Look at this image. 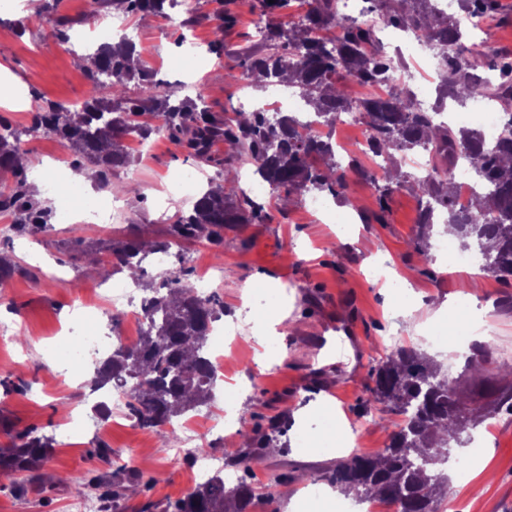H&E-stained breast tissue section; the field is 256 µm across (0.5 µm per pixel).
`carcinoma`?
Instances as JSON below:
<instances>
[{
	"label": "carcinoma",
	"mask_w": 512,
	"mask_h": 512,
	"mask_svg": "<svg viewBox=\"0 0 512 512\" xmlns=\"http://www.w3.org/2000/svg\"><path fill=\"white\" fill-rule=\"evenodd\" d=\"M184 0H112L132 15H168ZM390 13L381 16L388 24L423 39L448 62L440 93L461 105L478 99L499 103L505 123L496 144L484 145L476 129L455 128L436 121L433 113L411 107L413 90L394 81V61L378 50V20L336 19V0H310L303 20L293 26L268 24L261 31L264 52L243 53L244 69L228 72L231 81L260 79L285 83L297 94L312 122L305 124L294 112H250L234 116L210 111L202 94L194 100H179L166 93L154 74L133 62L135 43L122 37L103 43L86 55L90 66V91L79 105L36 104L32 126L65 141L76 161L95 170L102 185L121 189L108 176L130 163L121 139L135 135L142 139L154 132H166L188 155L200 162L212 161L216 141L230 145L234 157L253 168L266 182L271 195L288 197L297 191L336 196L346 187V172L363 176L368 169L354 159L343 167L336 159L332 132L339 111L349 104L343 78L356 79L371 89L356 109L369 130L368 152L391 159L396 152L432 150V170L420 178L388 167L382 177L372 178L380 205L405 188L419 204V231L414 248L431 258L428 241L435 229L434 214L441 210L443 223L453 224L457 239L465 248L475 246L485 258L484 269L503 280L512 279V60L501 58L491 70L496 77H484L479 66L466 62L465 32L448 27V18L429 6L428 0H392ZM494 0H459L463 11L485 15ZM232 19L217 15L214 39L209 50H224V30ZM136 94L128 95L130 85ZM328 128L323 132L320 127ZM9 126L0 122V172L16 177L10 194L0 196V210L17 214L13 228H48L45 211L32 198L23 177L24 150ZM464 161L478 188L475 207L458 209L459 195L453 171ZM264 204L224 180L203 191L192 212L170 225L169 238L146 242L134 237L110 246L108 264L114 270L135 277L146 254L167 252L181 241L205 240L224 244V228L267 219ZM218 299L203 301L194 291L191 272L185 268L169 271L168 282L153 291L144 306L146 328L130 344H117L99 362L93 388L116 380L126 385L123 402L129 416L143 429L153 431L178 418H186L207 404L217 378L207 356V339L212 324L220 320ZM491 364V347L478 343L466 358L465 368L453 377L427 354L412 346H397L372 367L374 402L402 416L390 442L378 453L354 451L326 469L322 480L336 490L354 492L358 497L390 499L400 512H433L435 502L448 494V449L460 445L469 429L483 424L501 406L512 405V379L499 380L489 374L471 394H466V373L483 374ZM245 455L239 463L259 460L260 451L278 440L279 430L270 425L241 431ZM53 448V439L31 429L9 448H0V469L22 479L15 487L24 490L38 465ZM72 485L79 495H93L102 502V512H117V504L130 489H151L134 470L112 475L78 476ZM257 487L247 481L224 487V474L216 472L163 512H247Z\"/></svg>",
	"instance_id": "1"
}]
</instances>
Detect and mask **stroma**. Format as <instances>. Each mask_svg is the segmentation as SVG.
I'll return each instance as SVG.
<instances>
[{"mask_svg":"<svg viewBox=\"0 0 512 512\" xmlns=\"http://www.w3.org/2000/svg\"><path fill=\"white\" fill-rule=\"evenodd\" d=\"M51 3L52 16L68 18V35L82 34L83 43L62 42L50 23L35 24L31 15ZM225 10L232 23L224 32V52L214 55L208 44L214 38L215 15ZM304 0H293L288 10L272 20L297 23L305 14ZM261 14L257 0H192L190 14L154 17L145 26L139 16L115 14L106 6L91 10L89 0H28L26 6L7 4L0 9V92L11 95L0 103V120L25 129V174L29 184H42L36 192L49 213L48 231L11 228L12 214L0 212V256L15 266L0 290V323L17 322L15 335H0V446L10 435L29 429L53 437L55 445L43 462L39 483L27 493L0 482V512H69L75 496L74 477L107 473L127 465L143 478L153 479L146 493L121 500L119 512H140L147 502L159 505L191 492L196 481L191 461L174 458L172 450L179 426L157 431L137 426L126 410L113 411L99 420L90 399L91 386L65 377L58 360L45 354V343L61 338L74 324V309L81 299H95L110 279L85 273V256L107 261V247L132 236L163 239L177 217L190 211L209 185L222 182L225 170L249 173V166L229 159V146L214 143L212 163L196 162L165 133L148 139L123 140L130 164L113 171V183L123 185L120 202L108 224H86L85 211L74 207L71 221L58 223L59 192L51 173L74 156L57 137L32 130L28 108L14 98L15 88L35 96L42 104H79L88 97L89 81L78 52L93 48L94 27L117 26L134 36L139 58L173 98L203 93L211 111L235 112L243 100L270 107L268 86H240L225 81L226 69L236 66L242 49H262L259 30L271 20ZM486 31L468 35V42L485 46L483 63L512 57V0H498L485 17ZM193 169L192 187H178L176 179ZM347 196L339 209L350 212L353 222L342 232L307 212V195L295 194L292 206L266 201L269 220L241 224L225 230L223 246L206 241L183 242L172 249L185 267L200 272L215 266L224 271L217 296L224 307L223 322L235 323L246 345L238 347L233 362L219 382L213 398L197 412L200 421L215 425L224 410V394L236 393L235 409L246 427L281 426V448L252 467L251 482L263 490L252 512H321L307 502L305 491L320 480L337 458L321 446V420L347 414L359 424L360 451L377 453L390 440L399 418L383 412L369 392L370 369L398 345L414 346L455 372L456 351L430 344L424 335L408 331L405 315L431 325L433 305H455L465 300L481 310L495 361L512 363V286L494 275H476L452 268L440 259L422 261L413 246L417 230L418 201L410 191H395L380 203L374 185L355 173L346 175ZM388 263L393 272L411 271L406 307L394 305L387 284L369 279L365 270L373 260ZM269 287L276 299L275 314H286L289 327L275 340L261 337L246 315V291L254 285ZM344 337L349 357L340 361L329 344ZM310 437L306 448L296 444L297 433ZM112 450L110 458L99 447ZM483 469L472 482L482 483L481 494L450 480L449 512H512V417L503 415L481 453Z\"/></svg>","mask_w":512,"mask_h":512,"instance_id":"1","label":"stroma"}]
</instances>
